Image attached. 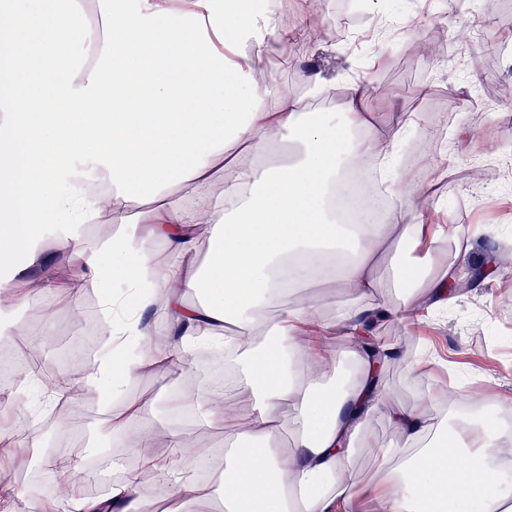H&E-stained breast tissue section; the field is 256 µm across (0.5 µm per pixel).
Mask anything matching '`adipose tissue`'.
<instances>
[{
  "instance_id": "ef3b65f1",
  "label": "adipose tissue",
  "mask_w": 512,
  "mask_h": 512,
  "mask_svg": "<svg viewBox=\"0 0 512 512\" xmlns=\"http://www.w3.org/2000/svg\"><path fill=\"white\" fill-rule=\"evenodd\" d=\"M287 42L274 12L253 0H0V297L53 291L52 268L76 262L69 304L94 289L103 310L125 312L85 375L110 395L143 372L190 367L199 339L231 342L223 394L167 403L203 410L204 426L227 425L223 461L208 484L179 479L165 496L189 503L212 491L224 512H349L363 500L374 512H512L497 465L512 429L494 424L505 397L469 393L479 416L444 433L427 405L390 404L379 383L394 358L420 360L382 342L378 324L453 305L460 265L438 258L441 231L422 239L401 177L386 187L400 225L366 209L351 223L338 216L337 198L354 194L349 167L392 163L397 140L374 125L357 84L340 112L304 111L264 86V58ZM104 218L117 233L90 241L86 222ZM158 240L168 261L150 249ZM394 244L429 254L394 264L408 293L401 306L377 299L378 255ZM302 284L339 286L353 300L328 320L319 305L285 302ZM335 334L344 355L330 345ZM126 410L101 431L154 447L152 405ZM378 415L397 440L363 439ZM168 435V458H145L162 478L201 458L194 433ZM361 445L385 465L379 481L354 482ZM84 512L148 505L130 476Z\"/></svg>"
}]
</instances>
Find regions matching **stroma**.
Returning a JSON list of instances; mask_svg holds the SVG:
<instances>
[{
    "instance_id": "stroma-1",
    "label": "stroma",
    "mask_w": 512,
    "mask_h": 512,
    "mask_svg": "<svg viewBox=\"0 0 512 512\" xmlns=\"http://www.w3.org/2000/svg\"><path fill=\"white\" fill-rule=\"evenodd\" d=\"M279 11L288 19V47L265 59L268 82L290 87L305 70L339 90L360 83L387 137L400 117H413L401 136L399 170L414 176L424 224L463 225L465 235L444 233L442 247L466 267L481 266L490 250L512 256V0H281ZM479 224L495 226L496 235L475 234ZM507 316L512 285L492 273L448 309L409 323L411 336L434 332L437 358L418 369L388 363L382 380L392 403L423 401L436 420L451 421L471 390L512 398V329L501 325ZM208 379L202 371L150 372L130 382L113 407L121 409L131 397L155 402L154 452L164 458L172 419L164 402L186 381L201 387ZM0 399L10 407L8 434L36 433L43 440L21 478L0 443V485L16 491L11 512H36L41 490L58 487L60 474L44 459L60 451L67 432L86 450L73 464L89 469L94 483L109 488L125 476V469L101 466L105 453L128 459L126 449L108 444L100 431L101 406L84 404L82 416L64 429L51 420L52 406L29 400L16 386L0 387Z\"/></svg>"
}]
</instances>
